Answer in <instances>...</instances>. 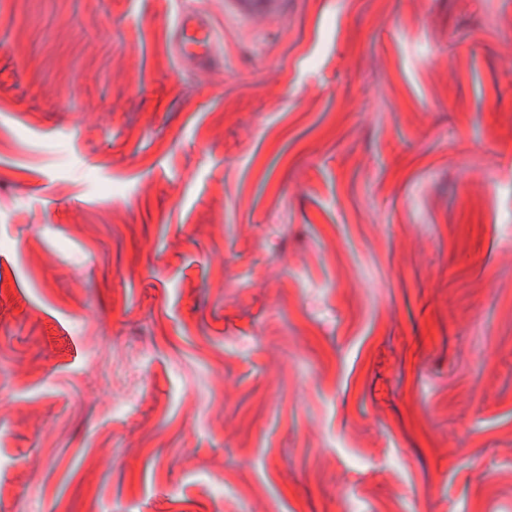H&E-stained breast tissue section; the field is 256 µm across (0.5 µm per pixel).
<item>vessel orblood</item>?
<instances>
[{"mask_svg":"<svg viewBox=\"0 0 512 512\" xmlns=\"http://www.w3.org/2000/svg\"><path fill=\"white\" fill-rule=\"evenodd\" d=\"M286 0H224V14L251 25L284 12ZM168 41L182 63L211 73L221 67L217 33L207 15L194 8L180 10L168 26Z\"/></svg>","mask_w":512,"mask_h":512,"instance_id":"b4317fda","label":"vessel or blood"}]
</instances>
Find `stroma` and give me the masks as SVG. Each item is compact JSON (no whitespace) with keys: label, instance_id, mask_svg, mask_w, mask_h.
Here are the masks:
<instances>
[{"label":"stroma","instance_id":"35a3bbf8","mask_svg":"<svg viewBox=\"0 0 512 512\" xmlns=\"http://www.w3.org/2000/svg\"><path fill=\"white\" fill-rule=\"evenodd\" d=\"M510 46L512 0H0V512H512ZM285 0H225L224 16L251 25L264 18L282 14ZM168 41L182 63L211 73L221 68L217 33L207 15L194 8L180 10L168 26Z\"/></svg>","mask_w":512,"mask_h":512}]
</instances>
